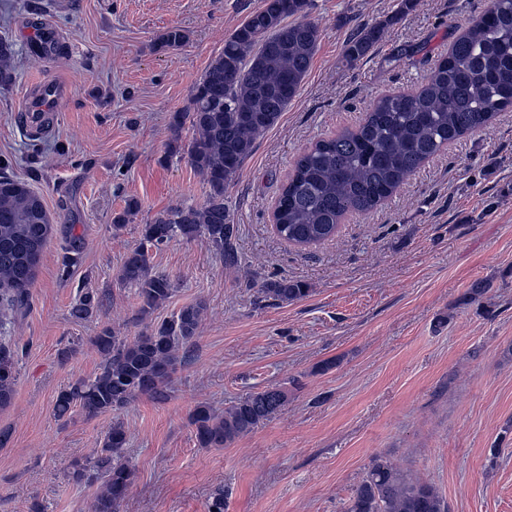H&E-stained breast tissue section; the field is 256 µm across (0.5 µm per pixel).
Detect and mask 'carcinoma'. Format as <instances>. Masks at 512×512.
I'll return each instance as SVG.
<instances>
[{"label": "carcinoma", "instance_id": "1", "mask_svg": "<svg viewBox=\"0 0 512 512\" xmlns=\"http://www.w3.org/2000/svg\"><path fill=\"white\" fill-rule=\"evenodd\" d=\"M310 0H264L224 39V49L208 65L188 112H176V133L190 123L193 136L184 150L207 187L199 207H176L143 225L138 247L122 265L119 279L136 288L138 312L147 316L166 303L174 285L153 273L149 251L173 237L205 236L230 267L238 264L237 225L224 204L227 187L240 175L257 140L274 127L299 93L317 52L320 29L309 18ZM391 22L364 24L348 39L344 55L356 61L383 41ZM16 53L0 38V86L12 83ZM512 109V0H488L485 11L448 44V53L413 92L380 96L353 129L317 141L295 161L274 208L277 234L301 246L336 236L349 214H366L389 200L423 164L468 133L486 127ZM0 407L12 396L16 344L8 336L12 312L27 304L39 256L51 233V217L29 185L0 175ZM307 284L273 280L260 288L264 299L295 301ZM101 307L92 291L82 292L71 309L85 319ZM206 305L182 307L171 319L129 340L103 327L93 338L102 357L94 378L62 390L54 412L68 419L78 407L88 416L117 411L141 395L162 400L194 345ZM288 402V393L267 388L253 392L216 413L198 404L190 413L201 448H226L271 418ZM127 432L115 422L103 446L90 459L72 463L76 482L103 480L95 512H119L135 471L122 461ZM346 512H448V504L429 483L412 479L390 460H371Z\"/></svg>", "mask_w": 512, "mask_h": 512}]
</instances>
